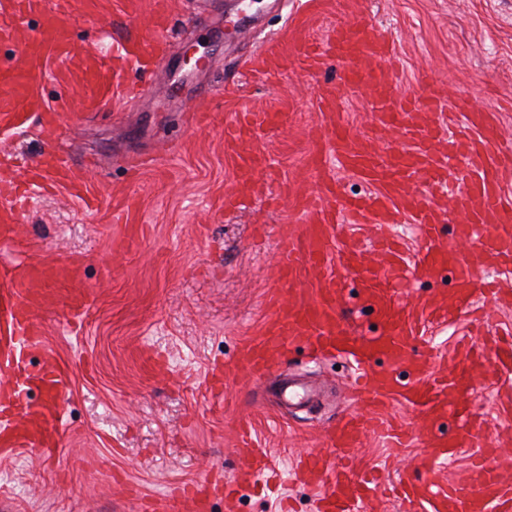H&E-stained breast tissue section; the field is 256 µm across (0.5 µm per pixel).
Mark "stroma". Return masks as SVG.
Returning <instances> with one entry per match:
<instances>
[{
  "mask_svg": "<svg viewBox=\"0 0 512 512\" xmlns=\"http://www.w3.org/2000/svg\"><path fill=\"white\" fill-rule=\"evenodd\" d=\"M198 14L194 0H167L170 53L150 93L127 100L115 86L111 103L81 123V90L70 60L49 57L38 92L59 113L61 132L76 164L86 166L97 199L86 208L64 185L33 192L19 210V240L0 262L27 257L84 264L92 305L83 322L67 311L40 313L42 355L50 354L70 378L62 439L51 454L29 449L0 457V512H142L165 500L169 488L211 472L232 478L239 466L237 431L249 424L271 458L279 489L264 480L233 505L223 496L211 512H313L318 488L293 478L305 451L323 450L327 424L360 406L347 384L353 365L343 357L313 361L296 344L269 379L226 378L214 397L206 376L258 336L277 294L274 271L279 242L302 224L298 198L313 187L308 159L319 123V94L337 83L342 65L326 59L315 71L300 58L304 44L322 43L340 20L371 16L393 42L401 94L443 88L472 107L495 108L504 140L512 142V0H209ZM77 47L107 54L131 35L149 36L143 19H130L124 0H99L97 13L70 17ZM194 47L204 62L184 65ZM272 48L283 57L271 74L245 62ZM204 102L211 115L202 129L186 126L180 105ZM242 112H278L281 125L259 128L254 145L274 162L278 189L270 203L255 195L228 210L224 196L235 185L233 158L224 150V128ZM151 154L154 166L129 180V157ZM455 286L454 270L409 285L406 309L421 319L423 334L411 354L428 353L431 372L445 369L461 343H476L485 358L512 338V306L502 308L478 292L476 309L452 321L433 322L427 300ZM340 311L347 331L371 336L376 314L356 281H348ZM165 365L155 376L146 355ZM291 378L310 387V399L284 401L278 384ZM465 402L483 423L481 444L512 439V368L473 381ZM405 437L399 455L384 440L366 438L349 452L353 476L377 475L384 484L418 475L426 456L415 410L395 401L385 412Z\"/></svg>",
  "mask_w": 512,
  "mask_h": 512,
  "instance_id": "1",
  "label": "stroma"
}]
</instances>
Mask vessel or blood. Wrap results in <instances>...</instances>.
<instances>
[{
	"label": "vessel or blood",
	"mask_w": 512,
	"mask_h": 512,
	"mask_svg": "<svg viewBox=\"0 0 512 512\" xmlns=\"http://www.w3.org/2000/svg\"><path fill=\"white\" fill-rule=\"evenodd\" d=\"M11 7L18 16L41 14L42 24L35 33L21 36L13 26L0 27V38L16 39L19 46L17 63L0 70V127L18 129L36 121L50 150L33 169L34 186L63 183L80 199H87L86 184L59 145L58 117L33 88L43 72L46 52L73 55L69 10H44L42 0H12ZM169 22L163 0H157L150 38L123 39L109 56L76 65L73 78L83 96L73 121L98 111L111 97L113 85L127 73L153 76L165 53ZM326 47L323 53L305 47L304 60L315 67L326 53L342 62L343 85L369 92L372 133H350L338 110V89H326L319 147L310 168L318 186L303 196L304 222L282 239V260L276 268L277 285L292 287L293 292L271 298L261 335L242 342L235 360L216 367L213 378L220 383L242 371L265 380L299 341L322 356L347 355L359 369L356 390L375 413L393 401L418 412L429 454L420 464L423 479L401 482L402 512H419L423 507L428 512H512V482L492 463L496 449H484L467 482L443 485L437 480L440 461L482 433L459 396L475 375L494 369V362L470 358L463 370L427 377L430 356L415 358L408 351L409 339L418 335L419 325L393 287L405 277L428 282L445 268H454L453 293L435 295L427 302L429 314L449 317L472 305L480 269L512 263V194L503 188L506 172L512 171V148L504 145L493 111L474 109L461 99L448 103L446 95L438 92L415 99L400 97L389 41L369 19L336 23ZM276 122L275 114L246 112L225 134L224 148L233 155L236 171L235 186L224 196L225 207H242L258 173L271 172L272 160L257 152L252 141L259 127ZM396 131L409 143L399 153L388 147ZM337 167L370 184V192L345 194L333 174ZM15 192L12 186L0 188L1 248L16 242ZM454 213L461 215V223L451 224ZM343 216L356 224H417L421 245L410 255L398 239L383 238L373 250L378 261H369L368 251L357 243H336V226ZM350 279L359 283L363 299L378 316V335L355 336L342 327L339 296ZM59 305L75 316L90 306L80 261L0 264V455L19 449L46 455L61 440L68 374L48 357L39 369L29 367L41 335L35 313ZM380 358L386 362L385 369H373V362ZM34 387L42 395L37 403L27 395ZM448 417L458 420L455 432L441 427ZM381 424L375 414L366 418L352 413L329 430L328 453L308 455L301 477L321 491L316 512H368L378 483L355 480L335 458ZM238 451L241 466L232 485L240 491L267 466L268 455L247 432ZM215 488V481L206 475L171 487L169 496L187 500L192 512H208Z\"/></svg>",
	"instance_id": "1"
}]
</instances>
